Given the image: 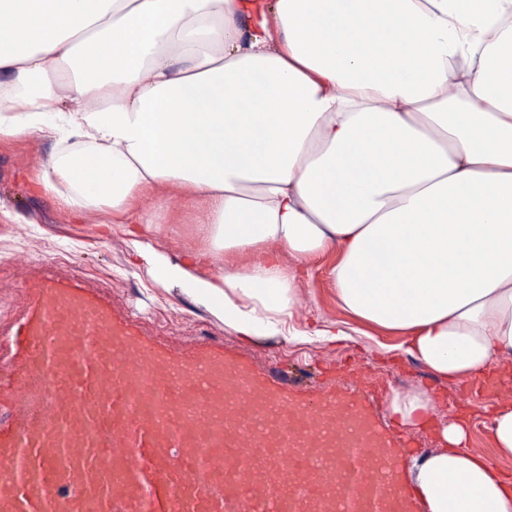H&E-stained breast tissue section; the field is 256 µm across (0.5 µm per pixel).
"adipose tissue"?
<instances>
[{"label":"adipose tissue","mask_w":512,"mask_h":512,"mask_svg":"<svg viewBox=\"0 0 512 512\" xmlns=\"http://www.w3.org/2000/svg\"><path fill=\"white\" fill-rule=\"evenodd\" d=\"M0 74V138L54 139L37 180L74 213L205 203L208 265L131 244L225 328L298 337L278 253L333 250L341 308L436 376L512 372V0H0ZM440 441L407 468L423 512H512L467 424Z\"/></svg>","instance_id":"obj_1"}]
</instances>
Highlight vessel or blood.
<instances>
[{
    "label": "vessel or blood",
    "mask_w": 512,
    "mask_h": 512,
    "mask_svg": "<svg viewBox=\"0 0 512 512\" xmlns=\"http://www.w3.org/2000/svg\"><path fill=\"white\" fill-rule=\"evenodd\" d=\"M0 340V512H413L371 404L144 335L77 279L20 274Z\"/></svg>",
    "instance_id": "1"
}]
</instances>
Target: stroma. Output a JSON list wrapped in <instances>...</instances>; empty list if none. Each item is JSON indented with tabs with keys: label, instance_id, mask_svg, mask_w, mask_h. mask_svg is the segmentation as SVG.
<instances>
[{
	"label": "stroma",
	"instance_id": "obj_1",
	"mask_svg": "<svg viewBox=\"0 0 512 512\" xmlns=\"http://www.w3.org/2000/svg\"><path fill=\"white\" fill-rule=\"evenodd\" d=\"M53 146L52 139L39 136L0 139V337L26 305L14 265L27 258L31 272L49 269L111 294L113 306L134 316L144 334L174 349L220 342L225 351L248 356L257 371L286 376L305 393L351 387L369 399L398 442L410 443L413 456L439 447V431L448 420L466 421L471 449L512 478V459L496 458L487 440V425L497 404L493 391L475 398L469 385L435 378L401 350V337L376 328L349 340L311 343L239 338L193 299L158 285L137 268L126 227L113 223L111 209L78 215L36 185L34 176L47 163ZM139 205L160 218L158 231L151 235L159 249L174 256L201 250L196 227L205 217L203 204H186L180 189L171 187L142 195ZM335 261L332 251L305 266L289 261L300 295L294 324H331L345 331L354 327V320L338 306L327 277ZM394 389L426 390L439 403V414L418 429L403 427L387 411V396Z\"/></svg>",
	"mask_w": 512,
	"mask_h": 512
}]
</instances>
